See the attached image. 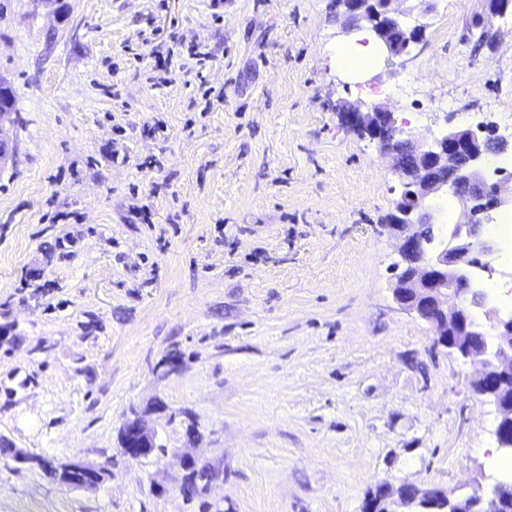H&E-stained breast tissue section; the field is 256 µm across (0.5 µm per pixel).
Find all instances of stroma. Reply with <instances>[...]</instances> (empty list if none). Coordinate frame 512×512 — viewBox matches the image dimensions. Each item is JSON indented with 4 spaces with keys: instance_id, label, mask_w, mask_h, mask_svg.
Listing matches in <instances>:
<instances>
[{
    "instance_id": "obj_1",
    "label": "stroma",
    "mask_w": 512,
    "mask_h": 512,
    "mask_svg": "<svg viewBox=\"0 0 512 512\" xmlns=\"http://www.w3.org/2000/svg\"><path fill=\"white\" fill-rule=\"evenodd\" d=\"M65 5L0 11V512H363L383 484L499 482L474 368L392 297L400 178L335 104L419 113L427 139L498 120L512 26L473 49L484 0H437L411 63L350 75L333 0ZM134 413L158 446L139 460ZM183 451L214 474L190 499ZM19 454L110 474L68 486ZM5 97L1 100L0 95V161L2 158H7L9 155L15 154L17 151V143L4 128V120L7 119L10 123H14L16 112L12 110V101L7 96L4 90L0 91V94ZM14 115V117H12ZM124 452L131 459H139L150 454L154 448V439L138 417L129 418L123 427Z\"/></svg>"
}]
</instances>
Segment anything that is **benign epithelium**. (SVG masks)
I'll list each match as a JSON object with an SVG mask.
<instances>
[{"label":"benign epithelium","mask_w":512,"mask_h":512,"mask_svg":"<svg viewBox=\"0 0 512 512\" xmlns=\"http://www.w3.org/2000/svg\"><path fill=\"white\" fill-rule=\"evenodd\" d=\"M392 0H335L336 23L347 34L370 25L371 31L390 57H404L412 44L423 41L425 25L402 26L391 15ZM12 101L0 99V159L15 154L17 143L4 128L14 122ZM341 121L357 135L382 145L381 152L404 180V191L395 202L386 227L402 237L403 265L395 267L393 297L400 309L427 322L437 344L463 363L477 366L471 389L487 396L498 413L494 436L498 449L512 453V318L502 317L486 300L474 280V270L490 267L498 244L483 235L475 204L483 201L495 208L512 205L502 195V186L488 181L484 161L501 153L507 142L486 139L470 129L450 126L432 142L406 133L393 112L382 104L362 108L339 104ZM454 190L462 221L448 229L442 241L426 248L424 231L435 226L431 202L444 187ZM124 452L131 459L150 454L154 439L138 417L123 427ZM480 512H508L512 483L499 482L476 493Z\"/></svg>","instance_id":"obj_1"}]
</instances>
